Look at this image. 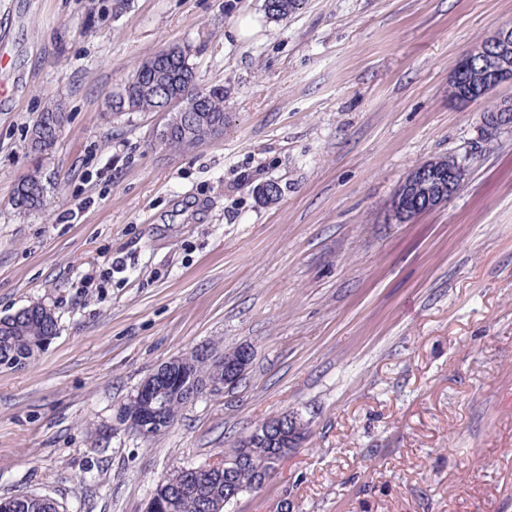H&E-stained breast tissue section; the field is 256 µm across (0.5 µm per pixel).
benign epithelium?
Here are the masks:
<instances>
[{"label":"benign epithelium","mask_w":512,"mask_h":512,"mask_svg":"<svg viewBox=\"0 0 512 512\" xmlns=\"http://www.w3.org/2000/svg\"><path fill=\"white\" fill-rule=\"evenodd\" d=\"M512 46V25L502 27L479 46L467 52L460 58L457 69L453 72L451 83L453 93L450 98L470 103L485 99L489 96L497 81L512 80V57L508 54ZM480 67H475V64ZM143 88L163 98L158 112L163 116V123L156 130V138L163 140L175 129L182 131L185 140V150L190 151L198 145L223 135L224 128L218 125H207L200 129L193 124V113L203 101V92L196 79L184 76L176 81L168 78H156L146 83ZM62 112L50 110L43 122V127L36 129L29 139V150L40 154L44 144V129H60ZM469 172L468 158L458 160L454 167L445 171L438 160L433 159L429 164L414 169L407 177L409 184L427 181L429 191L426 198H415L403 191H398L390 203V220L403 224L411 221L417 215L433 210L448 203L459 191ZM250 347L240 348L238 356L224 360V374L214 376L202 383H188L185 388L192 392V399H197L203 392L221 391L236 385L243 378L248 368ZM173 362H168L158 368L138 388L130 398V403L138 407V413L126 420V426L132 431L149 437L154 434L158 407L164 404L165 388L172 385L174 379ZM284 416L268 421L265 426L250 433L248 438L257 435L271 441L281 437Z\"/></svg>","instance_id":"1"}]
</instances>
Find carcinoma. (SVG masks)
Instances as JSON below:
<instances>
[{
    "instance_id": "cac0c4a2",
    "label": "carcinoma",
    "mask_w": 512,
    "mask_h": 512,
    "mask_svg": "<svg viewBox=\"0 0 512 512\" xmlns=\"http://www.w3.org/2000/svg\"><path fill=\"white\" fill-rule=\"evenodd\" d=\"M302 0H264L267 14L275 19L286 18L299 10ZM164 69L174 73L180 71L191 74L184 61L163 62L152 55L146 58L135 73L123 85L122 90L147 82ZM203 121L210 124H224V87L210 86L206 89ZM43 197L40 193L28 196L15 189L12 204L16 210L26 214L40 208ZM58 333L54 315L47 314L40 304L24 307L14 314L0 318V366L7 368L23 367L40 354ZM238 349L224 351L214 343L204 348H196L182 356L177 372L187 380L202 382L220 369L223 359L236 355ZM307 431L297 416L289 420L284 432L281 447L291 452L305 439ZM268 440H252L244 443L238 440L225 459L244 457V463L233 470V480L242 493L248 489L262 487L261 478L270 477L276 470L279 447ZM154 508L151 512H224L227 505L224 495V471L205 470L201 467L192 471L182 468L159 481L152 493ZM0 512H60L59 504L37 494L0 497Z\"/></svg>"
}]
</instances>
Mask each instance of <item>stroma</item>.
Masks as SVG:
<instances>
[{
	"mask_svg": "<svg viewBox=\"0 0 512 512\" xmlns=\"http://www.w3.org/2000/svg\"><path fill=\"white\" fill-rule=\"evenodd\" d=\"M509 25L512 0H305L278 20L264 0H0V316L41 303L59 328L0 369V495L144 512L158 480L288 411L307 439L226 512H512V128L482 124L512 83L448 96ZM183 43L224 88V136L178 153L158 113L108 102ZM50 107L65 123L36 161ZM468 151L448 204L390 222L414 167ZM35 170L44 204L22 215ZM214 341L251 347L237 385L149 440L118 423Z\"/></svg>",
	"mask_w": 512,
	"mask_h": 512,
	"instance_id": "obj_1",
	"label": "stroma"
}]
</instances>
